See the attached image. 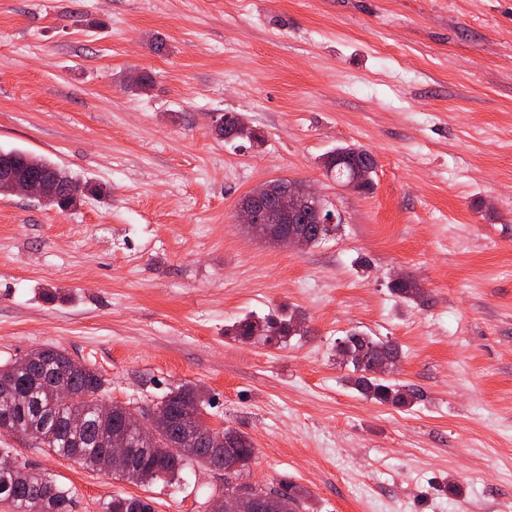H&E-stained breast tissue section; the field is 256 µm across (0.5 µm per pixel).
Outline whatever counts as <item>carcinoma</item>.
I'll use <instances>...</instances> for the list:
<instances>
[{"instance_id": "obj_1", "label": "carcinoma", "mask_w": 512, "mask_h": 512, "mask_svg": "<svg viewBox=\"0 0 512 512\" xmlns=\"http://www.w3.org/2000/svg\"><path fill=\"white\" fill-rule=\"evenodd\" d=\"M19 162L34 173L55 169L57 165L47 158L30 155L21 150H12ZM368 151L351 145L339 146L326 153L322 166L326 173L336 177L345 186L359 184L364 179ZM59 169V168H57ZM64 185L76 190L82 186L72 173L59 169ZM310 239V245L320 243L326 231L315 224L310 214L298 218ZM393 292L406 302H420L424 289L412 278L395 282ZM298 314L284 310L278 314L263 317L247 315L224 327V336L240 342L254 339L271 346L286 345L297 335L295 321ZM372 348L376 353L396 349L385 348V342L363 333H353L346 337V343L337 348L339 355L353 366L359 377L353 379L355 389L365 398L381 404L409 406L417 398V393L409 387L398 385L389 379L365 375L361 365L359 350ZM33 364L41 370L39 379H34L28 368L21 366L8 375L9 382L4 386L7 399L0 401V433L19 426L31 429L35 440L51 453L65 457L76 464L91 470H107L112 465L110 446L116 433L130 438L129 452L131 469L122 474L127 481L136 485H150L159 481L172 482L181 472L197 466L207 469L224 462L212 442L207 440L197 448H176L179 434L192 419L208 414L210 399L197 391L191 384H182L171 389L160 403L166 419V432L162 435L160 447L167 449L161 455L152 454L155 444L146 442L132 429V418L144 413L146 408L123 406L115 413H104L100 401L106 392L107 380L95 372L72 367L64 350L46 347L30 352ZM65 376L71 388L72 403L59 400L54 391V380ZM80 407L84 413V426L73 432L68 421L71 405ZM224 452L243 459L254 457L252 440L244 433L226 428L223 430ZM267 493L274 495L282 506L301 505L307 498L306 492L291 484L271 488ZM75 492L58 483L45 472H33L26 464L18 463L10 469H0V502L7 504L11 512H72ZM103 512H153L150 500L134 496L116 494L103 504Z\"/></svg>"}]
</instances>
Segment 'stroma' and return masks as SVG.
Wrapping results in <instances>:
<instances>
[{
  "label": "stroma",
  "instance_id": "stroma-1",
  "mask_svg": "<svg viewBox=\"0 0 512 512\" xmlns=\"http://www.w3.org/2000/svg\"><path fill=\"white\" fill-rule=\"evenodd\" d=\"M227 112L263 145L225 143ZM347 144L376 157L370 190L322 167ZM0 149L97 189L66 210L0 195V366L56 346L130 407L203 388L253 440L243 482L303 487L302 512H512V0H0ZM276 178L313 182L335 232L296 252L235 224ZM284 308L306 323L286 346L224 335ZM353 332L393 342L413 405L355 390ZM0 448L74 486V512H205L224 485ZM407 278V275H398L394 280L401 281ZM393 292L406 302H420L424 297V289L420 287L415 279L409 278L401 282L392 283ZM150 502V499L116 494L104 502L103 512H153Z\"/></svg>",
  "mask_w": 512,
  "mask_h": 512
}]
</instances>
